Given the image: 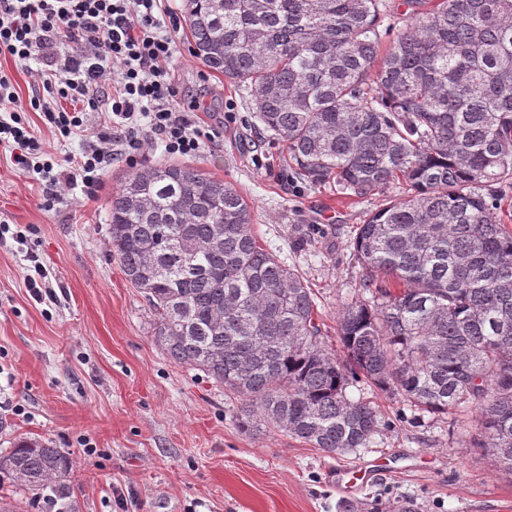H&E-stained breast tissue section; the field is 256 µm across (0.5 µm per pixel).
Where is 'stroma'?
Returning <instances> with one entry per match:
<instances>
[{
  "mask_svg": "<svg viewBox=\"0 0 512 512\" xmlns=\"http://www.w3.org/2000/svg\"><path fill=\"white\" fill-rule=\"evenodd\" d=\"M173 74L180 98L200 97L196 120L212 136L197 166L249 202L261 246L313 288L327 345L342 354L338 310L362 276L350 242L402 186L361 199L309 186L258 130L247 91L190 54ZM27 120L58 158L79 156L108 125L92 112L65 138L42 113ZM169 160L149 143L133 161H114L97 200L78 184L52 207L41 176L0 152V219L24 234L0 240V453L22 438L60 448L74 464L77 512H399L404 502L415 512H512V477L474 445L477 409H417L354 379L348 398L371 403L379 426L365 447L333 457L282 432L243 429L241 398L167 358L143 293L110 250L106 203L121 179ZM33 257L47 270L40 299L25 281ZM363 463L372 473L360 492H339L332 471Z\"/></svg>",
  "mask_w": 512,
  "mask_h": 512,
  "instance_id": "35a3bbf8",
  "label": "stroma"
}]
</instances>
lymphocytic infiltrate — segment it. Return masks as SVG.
I'll use <instances>...</instances> for the list:
<instances>
[{"instance_id": "obj_1", "label": "lymphocytic infiltrate", "mask_w": 512, "mask_h": 512, "mask_svg": "<svg viewBox=\"0 0 512 512\" xmlns=\"http://www.w3.org/2000/svg\"><path fill=\"white\" fill-rule=\"evenodd\" d=\"M179 30L177 19H165L161 0H0V55L23 68L41 64L25 103L0 71V147L19 170H42L52 188L48 203H65L73 183L100 185L117 155L131 156L153 140L173 156L202 152L199 104L179 103L173 82ZM61 99L76 109H58ZM99 109L111 114V133L60 164L45 159L26 120L27 112H43L68 137L83 129L87 111Z\"/></svg>"}]
</instances>
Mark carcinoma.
<instances>
[{"label": "carcinoma", "instance_id": "obj_1", "mask_svg": "<svg viewBox=\"0 0 512 512\" xmlns=\"http://www.w3.org/2000/svg\"><path fill=\"white\" fill-rule=\"evenodd\" d=\"M405 0L379 54L387 0H186L194 57L250 89L295 173L366 196L406 193L352 241L363 270L327 348L314 293L259 245L235 186L187 163L146 166L108 200L110 247L170 361L242 397V428L343 455L377 431L347 398L360 374L414 407L480 409V439L512 476V0ZM370 297H365V294ZM73 461L22 439L0 474L66 509ZM402 1L403 0H389L388 12L379 28L383 33L380 53L384 52L385 47L394 35L404 29L409 23V11L407 12V6L402 4ZM388 32L390 33L388 34Z\"/></svg>", "mask_w": 512, "mask_h": 512}]
</instances>
